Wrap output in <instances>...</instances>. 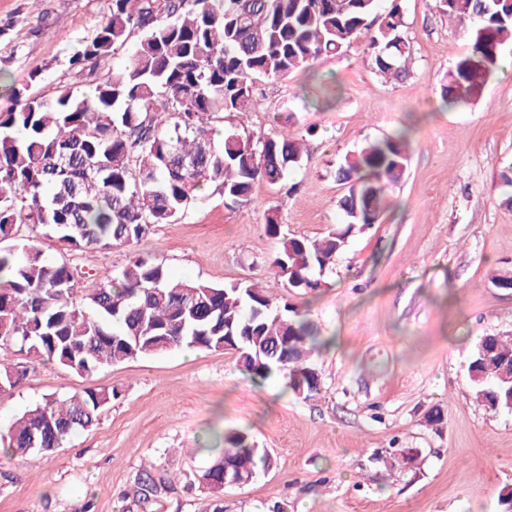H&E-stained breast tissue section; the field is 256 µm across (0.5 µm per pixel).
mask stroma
Segmentation results:
<instances>
[{"instance_id": "obj_1", "label": "stroma", "mask_w": 512, "mask_h": 512, "mask_svg": "<svg viewBox=\"0 0 512 512\" xmlns=\"http://www.w3.org/2000/svg\"><path fill=\"white\" fill-rule=\"evenodd\" d=\"M111 0H0V113L15 91L53 97L85 88L69 57L97 32ZM412 46L406 79L379 76L364 42L323 56L310 70L259 86L247 130L279 129L304 152L287 188L256 183L231 203L214 187L172 224L132 250L72 251L41 228L21 227L66 264L84 291L117 274L131 255L164 260L184 279L262 282L277 304L295 306L331 344L313 362L319 391L303 399L281 377L255 382L230 351L176 349L82 377L31 362L16 345L0 357L23 370L0 395V425L52 395L116 390L97 423L46 454H0V512H198L194 475L231 428L249 430L273 458L270 471L224 495V512H500L512 488V412L478 406L467 377L482 336L512 334V69L499 70L477 104L443 108L441 84L470 37L435 0H402ZM410 131L409 163L391 205L355 230L318 290L299 295L270 265L278 243L263 224L281 212L284 231L316 239L342 223L336 179L345 156L395 130ZM440 408L444 421L427 415ZM415 448L407 469L374 460L385 448ZM174 483L149 510L134 491L143 470Z\"/></svg>"}]
</instances>
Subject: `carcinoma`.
Wrapping results in <instances>:
<instances>
[{
    "label": "carcinoma",
    "instance_id": "carcinoma-1",
    "mask_svg": "<svg viewBox=\"0 0 512 512\" xmlns=\"http://www.w3.org/2000/svg\"><path fill=\"white\" fill-rule=\"evenodd\" d=\"M470 25V48L443 79L450 107L476 103L512 44V0H438ZM401 0H112L96 35L68 60L92 79L78 91L63 86L51 99L16 93L19 108L0 114V241L18 224H34L72 249H112L139 242L157 224L177 221L207 184L244 202L253 186L283 182L302 157L288 133L253 134L235 125L216 144L210 116L251 112L256 83L277 82L321 55L365 43L380 75L400 77L411 62ZM141 34L125 64L93 79L101 59ZM408 133L399 131L345 157L337 179L347 185L344 221L320 240L282 234L279 212L265 218L278 240L272 266L297 294L321 286L358 226L379 221L389 188L408 167ZM0 346L20 344L37 360L80 376L103 366L183 347L237 354L251 380L279 375L305 399L319 390L313 353L328 344L301 312L276 302L254 283L212 284L183 279L157 260L134 257L117 277L78 294L68 266L45 259L33 244L0 249ZM468 376L474 400L512 412V336H486ZM20 373L0 364V392ZM115 393L87 388L50 397L26 410L0 442L22 452L50 453L69 435L92 427ZM414 448L379 457L409 468ZM273 459L242 430L224 432V448L199 471L207 489L200 512H224V470L250 484ZM166 489L150 473L136 496L149 503Z\"/></svg>",
    "mask_w": 512,
    "mask_h": 512
}]
</instances>
